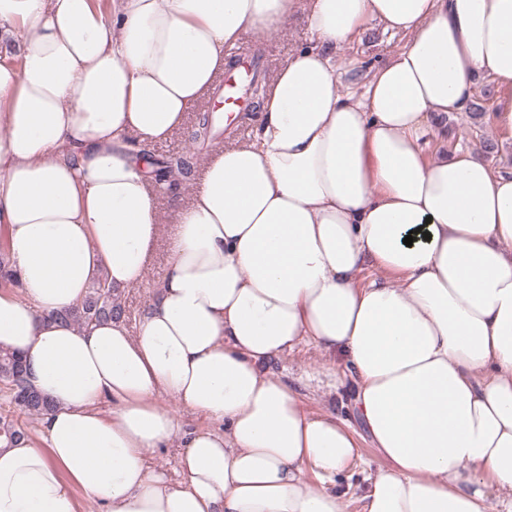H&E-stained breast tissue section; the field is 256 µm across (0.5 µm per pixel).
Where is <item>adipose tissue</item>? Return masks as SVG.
Returning a JSON list of instances; mask_svg holds the SVG:
<instances>
[{"label": "adipose tissue", "instance_id": "obj_1", "mask_svg": "<svg viewBox=\"0 0 512 512\" xmlns=\"http://www.w3.org/2000/svg\"><path fill=\"white\" fill-rule=\"evenodd\" d=\"M304 14L251 140L204 166L138 334L49 322L99 276L139 284L160 191L135 155L185 123L227 47ZM408 35L341 93L336 51ZM0 223L20 293L0 346L51 401L0 448V512H342L337 477L374 448L361 512H512V172L430 157L473 77L511 97L512 0H0ZM412 245H405V236ZM311 342L356 424L307 411L268 364ZM208 416L190 425L161 407ZM179 443L176 476L150 450Z\"/></svg>", "mask_w": 512, "mask_h": 512}]
</instances>
